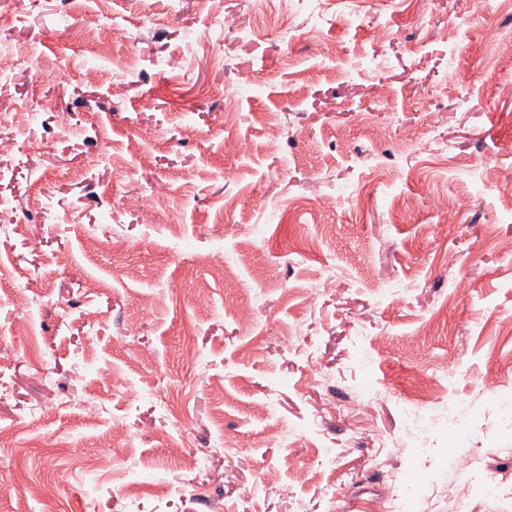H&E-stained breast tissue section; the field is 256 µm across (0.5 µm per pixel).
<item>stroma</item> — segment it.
Listing matches in <instances>:
<instances>
[{
    "mask_svg": "<svg viewBox=\"0 0 512 512\" xmlns=\"http://www.w3.org/2000/svg\"><path fill=\"white\" fill-rule=\"evenodd\" d=\"M10 8L0 114L29 115L0 125L22 146L0 163V512H448L486 480L470 512H512V0ZM441 189L458 217L435 237ZM288 463L310 474L284 498L261 478Z\"/></svg>",
    "mask_w": 512,
    "mask_h": 512,
    "instance_id": "35a3bbf8",
    "label": "stroma"
}]
</instances>
